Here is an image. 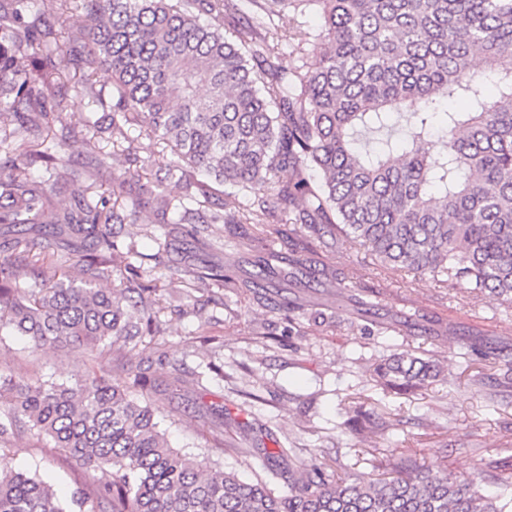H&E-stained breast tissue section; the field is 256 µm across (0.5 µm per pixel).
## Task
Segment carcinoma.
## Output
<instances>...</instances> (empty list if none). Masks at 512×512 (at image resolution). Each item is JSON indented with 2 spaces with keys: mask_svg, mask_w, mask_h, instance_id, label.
I'll use <instances>...</instances> for the list:
<instances>
[{
  "mask_svg": "<svg viewBox=\"0 0 512 512\" xmlns=\"http://www.w3.org/2000/svg\"><path fill=\"white\" fill-rule=\"evenodd\" d=\"M314 11L315 31L292 46L287 25ZM69 27L67 54L57 27ZM482 57L487 85L468 72ZM112 71V87L88 75ZM87 75L96 111L84 119L92 157L64 163L72 131L51 95L59 67ZM467 102L463 111L450 107ZM440 147L424 152L436 137ZM170 146L165 175L143 179L129 131ZM377 136L364 152L358 134ZM108 132L126 168L108 193L95 173ZM183 189L171 197L166 182ZM246 203L229 207L224 188ZM144 221L157 245L154 281L172 269L193 285L275 294L320 274L300 227L326 229L383 263L466 283L512 302V0H0V328L36 349L130 344L157 332L147 270L116 225ZM224 224V238L210 226ZM163 234H155V226ZM192 240L248 271L170 266ZM81 266L71 279L69 262ZM60 277L47 285L40 270ZM119 274L123 288L102 281ZM413 353L376 366L384 390L412 391L445 376ZM0 436L25 427L100 474V500L54 488L0 454V512H506L512 474L495 489L419 467L401 448L389 477L333 482L315 465L280 494L262 480L207 471L172 448L153 409L94 371L72 386L0 379Z\"/></svg>",
  "mask_w": 512,
  "mask_h": 512,
  "instance_id": "cac0c4a2",
  "label": "carcinoma"
}]
</instances>
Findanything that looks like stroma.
I'll use <instances>...</instances> for the list:
<instances>
[{
	"mask_svg": "<svg viewBox=\"0 0 512 512\" xmlns=\"http://www.w3.org/2000/svg\"><path fill=\"white\" fill-rule=\"evenodd\" d=\"M82 82L67 68L53 87L67 99L62 125L77 132L93 109ZM308 239L320 266L341 272L346 287L289 289L294 322L251 293L198 289L174 277L156 292L157 333L136 348L35 349L0 329V374L69 386L79 372L106 373L152 406L173 448L206 469L268 480L282 492L313 462L333 480L371 474L393 448L491 487L498 471L512 468V386L478 356L462 354L461 340L484 337L511 356L512 304L381 264L360 245L336 249L316 234ZM364 302L373 304V317L362 315ZM373 320L386 332L367 333ZM407 351L447 362L448 379L410 393L382 390L376 365ZM136 366L147 386L135 385ZM359 407L374 410L372 422L358 433L344 429L343 412ZM291 445L283 472L271 476L267 452ZM5 446L15 469L38 473L55 490L79 486L98 497V475L49 438L18 432Z\"/></svg>",
	"mask_w": 512,
	"mask_h": 512,
	"instance_id": "obj_1",
	"label": "stroma"
}]
</instances>
